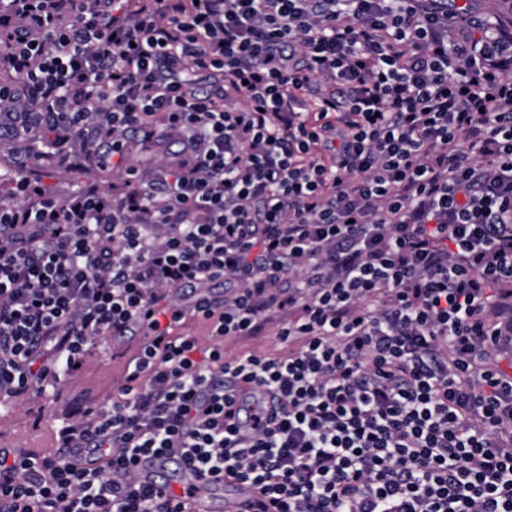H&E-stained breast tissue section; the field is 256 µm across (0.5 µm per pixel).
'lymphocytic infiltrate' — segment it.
<instances>
[{"label":"lymphocytic infiltrate","instance_id":"1","mask_svg":"<svg viewBox=\"0 0 512 512\" xmlns=\"http://www.w3.org/2000/svg\"><path fill=\"white\" fill-rule=\"evenodd\" d=\"M511 67L467 2L0 0V401L138 339L0 448V512H195L146 456L251 512H512ZM33 139L121 191L57 198ZM276 315L286 354L227 358ZM137 337L113 348L112 338H104L89 351L83 369L63 375L55 386L16 402L0 404V448H26L35 452L54 449L57 425L85 400L111 404L119 396L124 366L135 351ZM177 462L181 477L180 486L195 488L196 510L200 512H220L224 510V484L201 483L193 473L183 467L180 460L170 457L159 460L153 457H143L139 461L138 469L142 477L157 487H167V470L170 463Z\"/></svg>","mask_w":512,"mask_h":512}]
</instances>
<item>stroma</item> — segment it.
<instances>
[{
    "label": "stroma",
    "mask_w": 512,
    "mask_h": 512,
    "mask_svg": "<svg viewBox=\"0 0 512 512\" xmlns=\"http://www.w3.org/2000/svg\"><path fill=\"white\" fill-rule=\"evenodd\" d=\"M29 150L32 174L42 176L59 198H67L87 184L99 185L107 191L117 190L121 185L118 173L99 169L95 161L77 160L66 167L40 143H30ZM137 343L133 337L116 347L111 337H104L90 349L81 371L62 376L56 385L44 391L34 390L24 399L0 404V448L53 450L57 425L79 404L87 400L108 404L118 397L125 362Z\"/></svg>",
    "instance_id": "stroma-1"
}]
</instances>
